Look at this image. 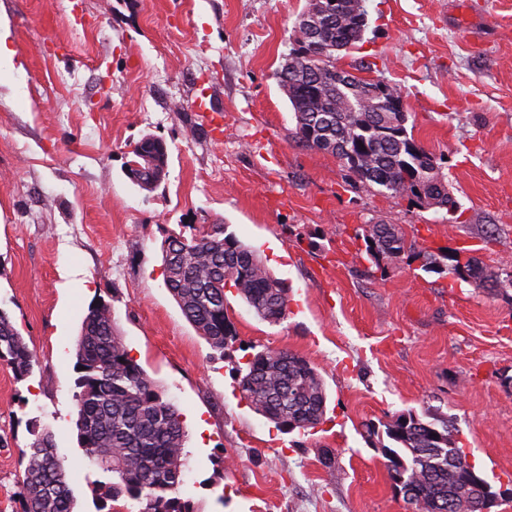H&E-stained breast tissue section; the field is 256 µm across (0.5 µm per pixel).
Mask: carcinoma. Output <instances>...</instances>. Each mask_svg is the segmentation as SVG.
Masks as SVG:
<instances>
[{
    "mask_svg": "<svg viewBox=\"0 0 512 512\" xmlns=\"http://www.w3.org/2000/svg\"><path fill=\"white\" fill-rule=\"evenodd\" d=\"M365 0H341L335 17H317L316 36L289 53L277 72L296 121L295 137L305 146L327 150L336 145V158L347 172L381 192L417 196L424 204L454 212L457 202L448 191L445 175L434 157L408 135L404 112H386L374 94L375 84L357 76L339 74L338 51L353 47L366 27ZM315 130V138L309 130ZM367 145L368 150L360 149ZM167 146L152 136L134 147L129 173L145 190L159 181L149 174L167 165ZM374 263L402 256L422 260L426 272L437 271V257L427 248L407 242L393 224L369 225L361 233ZM163 247L165 285L184 317L220 351L236 341V329L227 314L224 278H233L237 294L261 319L278 323L288 312V292L266 269L256 251L213 224L187 239L169 238ZM448 273L480 288L494 291L501 274L479 261L469 263L463 275L455 254H446ZM74 401L79 447L103 476L96 481L102 506L121 499L136 504L138 512H193L178 496L186 461V430L182 414L165 398L156 383L129 356L118 333L111 307L94 304L85 316L76 340ZM0 361L16 379L29 377L37 365L15 323L0 310ZM241 396L259 414L283 430L289 425L307 431L325 413L327 395L320 373L306 359L288 350H263L236 368ZM390 447L373 424L390 472L405 478L413 495L407 503L422 501L432 512H453L448 495L467 500L483 491V473L472 469L473 482L462 480L471 466L455 439L453 422H427L416 415H400L384 424ZM18 496L23 512H73L74 498L66 467L56 454L53 434L37 431L21 450Z\"/></svg>",
    "mask_w": 512,
    "mask_h": 512,
    "instance_id": "1",
    "label": "carcinoma"
}]
</instances>
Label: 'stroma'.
Here are the masks:
<instances>
[{
    "label": "stroma",
    "instance_id": "obj_1",
    "mask_svg": "<svg viewBox=\"0 0 512 512\" xmlns=\"http://www.w3.org/2000/svg\"><path fill=\"white\" fill-rule=\"evenodd\" d=\"M308 4L0 0L18 65L0 76V309L38 360L21 381L0 363V512H21L20 451L43 428L75 512H97L73 394L79 328L100 299L183 416L179 495L194 512H410L362 428L409 412L453 418L505 492L492 512H512V286L378 267L355 236L381 221L512 272V0H366L362 41L336 55L400 90L408 132L447 159L453 214L348 185L336 156L298 142L275 73ZM147 135L168 149L150 191L125 172ZM210 224L288 289L277 324L226 289L237 338L223 352L164 285L165 240ZM267 348L321 374L327 412L310 432L283 433L241 398L236 367Z\"/></svg>",
    "mask_w": 512,
    "mask_h": 512
}]
</instances>
